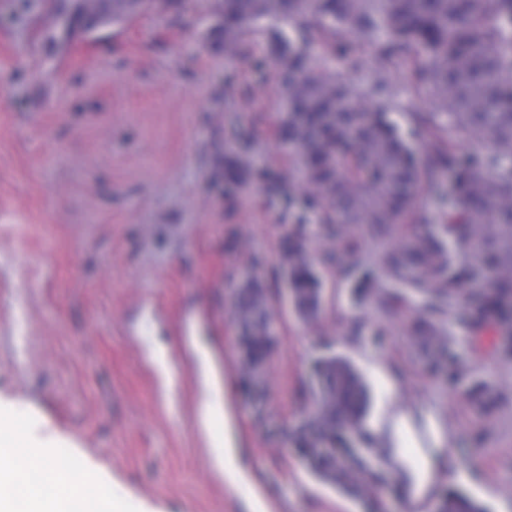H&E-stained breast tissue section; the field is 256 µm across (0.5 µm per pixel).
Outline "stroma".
<instances>
[{
    "instance_id": "35a3bbf8",
    "label": "stroma",
    "mask_w": 512,
    "mask_h": 512,
    "mask_svg": "<svg viewBox=\"0 0 512 512\" xmlns=\"http://www.w3.org/2000/svg\"><path fill=\"white\" fill-rule=\"evenodd\" d=\"M217 21L213 0H186L179 13L66 35L49 0H0V414L24 419L57 463L94 470L118 512H245L256 494L264 512H369L313 476L290 443L313 409V362L341 353L368 384L369 422L395 405L438 417L415 433L424 449L442 439L445 472L420 512L453 486L512 512V356L475 352L461 315L476 286L447 304L437 370L412 331L427 295L408 292L389 315L321 259L324 309L298 318L283 240L299 235L320 258L336 245L300 204L295 151L273 135L274 21L253 25L242 57L213 46ZM387 79L390 120L424 148L408 115L430 99L406 71ZM228 148L247 150L257 175L226 180ZM350 241L375 289L393 288L381 256L401 235ZM254 277L276 335L252 382L234 311ZM475 378L499 393L494 412L469 404ZM227 430L239 474L217 460Z\"/></svg>"
}]
</instances>
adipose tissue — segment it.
Wrapping results in <instances>:
<instances>
[{
  "instance_id": "adipose-tissue-1",
  "label": "adipose tissue",
  "mask_w": 512,
  "mask_h": 512,
  "mask_svg": "<svg viewBox=\"0 0 512 512\" xmlns=\"http://www.w3.org/2000/svg\"><path fill=\"white\" fill-rule=\"evenodd\" d=\"M413 424L410 415L396 409L390 427L376 428L375 435L415 504L434 474L438 455L423 456L418 467L407 464L404 449ZM110 504L108 488L93 472L59 466L52 449L31 446L20 419L0 428V512H94L95 507Z\"/></svg>"
}]
</instances>
